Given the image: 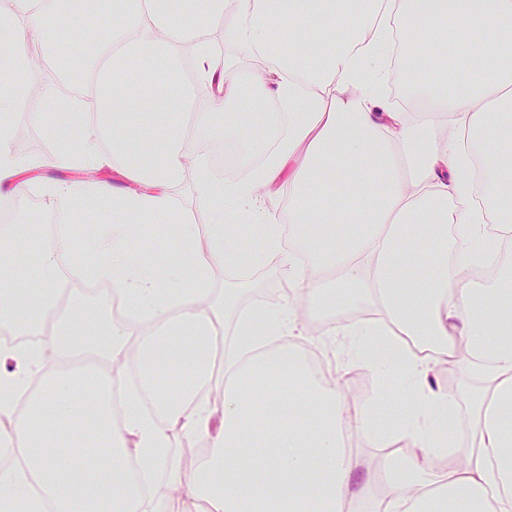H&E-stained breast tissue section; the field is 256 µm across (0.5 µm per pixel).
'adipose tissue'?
<instances>
[{"label":"adipose tissue","mask_w":512,"mask_h":512,"mask_svg":"<svg viewBox=\"0 0 512 512\" xmlns=\"http://www.w3.org/2000/svg\"><path fill=\"white\" fill-rule=\"evenodd\" d=\"M76 0H11L4 22L10 70H0V186L14 202L28 187L29 160L11 148L6 114L21 111L29 88L14 79L33 51L65 62L70 47L55 21ZM102 0L91 62L83 74L100 104L98 133L80 136L77 161L113 164L141 191L106 183L52 186L60 211L77 214L111 198L123 224L88 237L55 226L33 247L43 294L22 289L11 260L21 236L0 232V324L24 329L49 322L34 341L0 344V512H167L152 481L163 473L182 512H512V276L492 296L462 288L512 235V0ZM233 13L224 23L225 13ZM263 60L237 77L216 54L212 32ZM320 34L308 44L305 33ZM425 36L437 79L419 89L415 110L382 103L393 34ZM192 80H183L185 66ZM209 111L194 126L185 115L199 91ZM271 92L288 113V130L262 166L241 150L257 182L277 177L284 155L304 148L288 185L287 217L244 186L204 164L191 171L216 214L206 232L181 221L171 187L188 172L184 148L194 131L240 130L260 120L255 94ZM425 131L419 171L405 177L398 150ZM486 173L472 180V158ZM264 224L261 249L245 251L234 224ZM176 225L185 259L131 253L137 224ZM292 226L283 244L282 221ZM355 225L342 241L328 225ZM431 229L425 251H410L409 227ZM498 225L490 233L489 225ZM317 253L307 263L303 252ZM248 255L252 266H286L302 293L327 307L360 287L379 316L338 329L348 358L365 357L398 380L410 406L391 430L377 423L386 397L349 410L336 381L317 378L282 339L297 327L292 303L276 309L216 302L214 268ZM91 270L101 294L58 292L61 266ZM122 298L124 322L112 318ZM234 311L239 360L228 365L221 398L213 378L226 363L219 331ZM413 337L408 347L405 337ZM468 365L483 384L473 394L471 448H448L456 395L434 384V364ZM361 432L382 446L410 447L379 471L363 470L349 441ZM208 446L195 478L184 483L170 448L177 435ZM383 481L387 495L373 500Z\"/></svg>","instance_id":"ef3b65f1"}]
</instances>
